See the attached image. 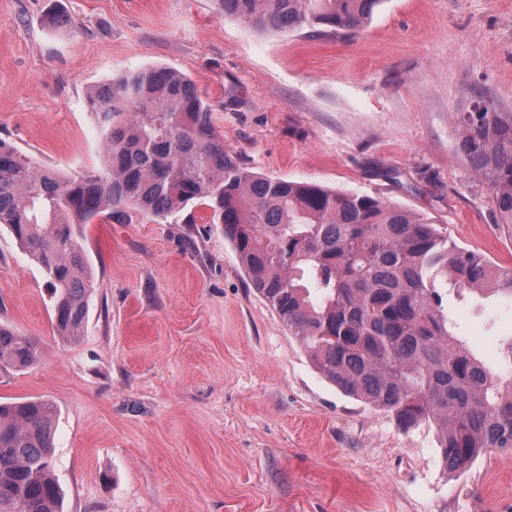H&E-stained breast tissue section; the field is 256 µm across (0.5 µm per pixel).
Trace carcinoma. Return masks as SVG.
I'll list each match as a JSON object with an SVG mask.
<instances>
[{"label": "carcinoma", "instance_id": "carcinoma-1", "mask_svg": "<svg viewBox=\"0 0 512 512\" xmlns=\"http://www.w3.org/2000/svg\"><path fill=\"white\" fill-rule=\"evenodd\" d=\"M380 0H219L261 31L361 29ZM102 143L98 171L65 174L0 140V227L38 264L54 293L58 336L83 334L91 271L74 225L135 211L165 220L187 203L212 211L252 285L311 365L342 393L387 411L409 431L437 428L457 473L512 450V338L489 367L443 306L490 289L512 299V266L448 240L397 205L316 183L258 177L224 152L211 106L182 73L130 71L91 88ZM458 148L512 225V115L472 98ZM37 362L34 341L0 325V371ZM57 406L0 402V512H62L52 463Z\"/></svg>", "mask_w": 512, "mask_h": 512}]
</instances>
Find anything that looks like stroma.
I'll return each mask as SVG.
<instances>
[{
  "instance_id": "1",
  "label": "stroma",
  "mask_w": 512,
  "mask_h": 512,
  "mask_svg": "<svg viewBox=\"0 0 512 512\" xmlns=\"http://www.w3.org/2000/svg\"><path fill=\"white\" fill-rule=\"evenodd\" d=\"M169 67L213 109L224 150L263 177L371 195L512 265V227L458 149L472 96L512 115V0H382L345 39L263 32L218 0H0V139L33 161L102 160L92 87ZM92 290L61 341L41 268L0 228V323L38 364L0 399L58 408L63 512H512V452L462 474L437 429L404 432L322 378L203 208L79 227ZM498 366L512 300L445 303Z\"/></svg>"
}]
</instances>
